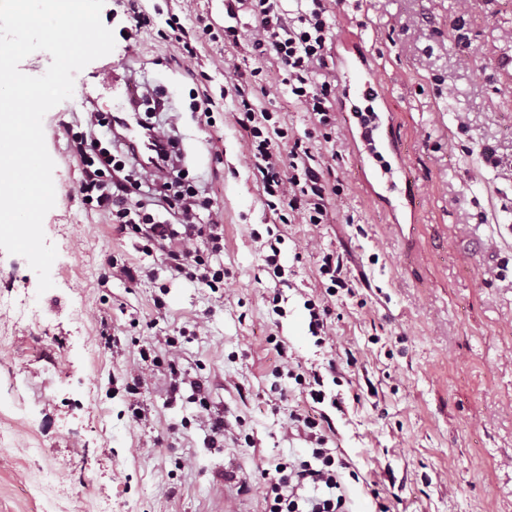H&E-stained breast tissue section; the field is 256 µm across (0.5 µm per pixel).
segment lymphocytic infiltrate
I'll return each instance as SVG.
<instances>
[{
    "instance_id": "lymphocytic-infiltrate-1",
    "label": "lymphocytic infiltrate",
    "mask_w": 512,
    "mask_h": 512,
    "mask_svg": "<svg viewBox=\"0 0 512 512\" xmlns=\"http://www.w3.org/2000/svg\"><path fill=\"white\" fill-rule=\"evenodd\" d=\"M294 2L295 9L286 10L282 0H227L228 16H236L245 6L256 21L247 44L256 66L238 69L232 57L224 64L235 76L236 121L245 133L265 206L283 224H326L331 218L327 201L338 192L331 179L337 151L315 159L308 143L290 133L281 112L254 102L259 65L271 63L283 73L281 83L289 104L307 112L324 142H331L338 117L335 78L328 63L332 40L329 3ZM167 25L168 40L181 45L185 68L194 71L198 45L203 36L211 34L212 25L201 16L196 27L189 29L175 14ZM99 119V113L89 112L86 130L71 135L81 167L80 192L88 198L90 209L107 216L120 230L139 234L141 252H163L171 277L195 279L210 287L223 282V271L212 270L209 264L210 255L224 250L222 212L211 211L209 223H195L198 198L192 188L173 198L161 190L144 201L130 197L124 170L138 164L133 147L121 143L122 160L118 163L106 154L91 155L82 148ZM348 467L330 448L313 449L307 458H289L279 464L275 477L266 484L264 512H350L343 482Z\"/></svg>"
}]
</instances>
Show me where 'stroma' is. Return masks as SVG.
<instances>
[{"mask_svg": "<svg viewBox=\"0 0 512 512\" xmlns=\"http://www.w3.org/2000/svg\"><path fill=\"white\" fill-rule=\"evenodd\" d=\"M225 0H194L181 13L207 16L247 41L253 17L229 18ZM155 28L139 51L117 41L74 78V93L43 119L61 202L43 229L55 245L52 289L38 293L25 258L0 250V512H264L262 487L279 463L312 442L289 426L314 416L325 447L350 463L353 512H512V0H332L334 34H358L390 99L393 147L384 158L411 185L414 202L379 195L340 114L336 168L341 189L330 224H282L265 208L246 158L233 98L212 123L199 122L192 92L224 85L231 50L204 42L187 72L182 49L156 35L177 0H144ZM131 64L147 97L171 109L150 122L172 130L183 176L224 217V288L170 278L160 254L145 255L135 235L89 211L66 127L84 118L95 91L112 113L111 85L99 76ZM282 110L314 154L306 112L285 92L258 100ZM281 236L283 278L267 266L270 235ZM342 260L356 289L337 293L319 268ZM140 268L128 281L110 260ZM284 315L270 314L274 293ZM328 298L329 340L309 331L310 298ZM108 320L118 340H99ZM283 340L280 357L270 337ZM177 338L168 347L167 338ZM177 359L187 382L171 391L154 374L139 396L147 419L135 423L124 379L141 348ZM335 362L325 391L341 408L313 403L290 370ZM204 383L201 409L189 386ZM224 417L223 447L210 443L209 415Z\"/></svg>", "mask_w": 512, "mask_h": 512, "instance_id": "1", "label": "stroma"}]
</instances>
